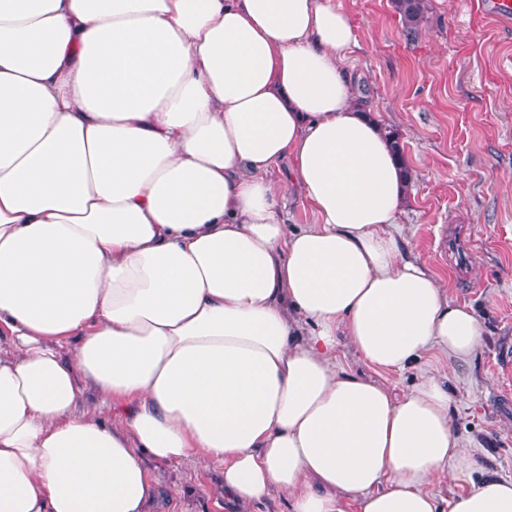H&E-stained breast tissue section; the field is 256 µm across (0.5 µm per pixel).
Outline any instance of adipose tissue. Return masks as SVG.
<instances>
[{
	"label": "adipose tissue",
	"mask_w": 512,
	"mask_h": 512,
	"mask_svg": "<svg viewBox=\"0 0 512 512\" xmlns=\"http://www.w3.org/2000/svg\"><path fill=\"white\" fill-rule=\"evenodd\" d=\"M356 43L336 0H0V512H148L145 452L240 505L512 512L434 376L336 365L340 334L378 371L483 343L390 230L409 180ZM286 212L288 229L298 227L300 226L299 224L315 223V216L310 206L297 193H293L289 208L287 207ZM338 344L336 346V359L339 367L363 373L371 378L378 379L384 383L393 392L402 394L411 389L412 385L418 380L421 373L420 370H410L406 372H381L377 373L369 366L361 361L353 347L347 339L339 336Z\"/></svg>",
	"instance_id": "obj_1"
}]
</instances>
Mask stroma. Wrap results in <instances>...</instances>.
Returning a JSON list of instances; mask_svg holds the SVG:
<instances>
[{"instance_id":"1","label":"stroma","mask_w":512,"mask_h":512,"mask_svg":"<svg viewBox=\"0 0 512 512\" xmlns=\"http://www.w3.org/2000/svg\"><path fill=\"white\" fill-rule=\"evenodd\" d=\"M339 2L357 38L344 67L405 147L413 193L401 235L449 299L472 306L485 325L468 365L437 356L425 367L451 389L462 447L512 481V390L498 371L512 351V25L476 16L472 0H428L409 39L392 0ZM336 359L398 394L419 376L374 373L344 338ZM142 460L166 493L164 512H242L223 493L222 464Z\"/></svg>"}]
</instances>
